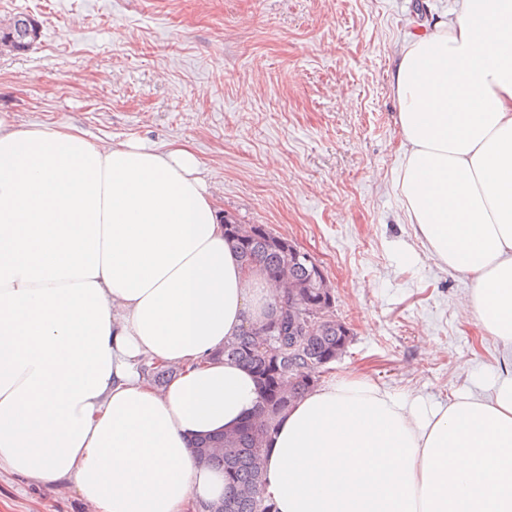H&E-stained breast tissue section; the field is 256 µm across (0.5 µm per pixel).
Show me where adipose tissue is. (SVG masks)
Returning <instances> with one entry per match:
<instances>
[{"label":"adipose tissue","mask_w":512,"mask_h":512,"mask_svg":"<svg viewBox=\"0 0 512 512\" xmlns=\"http://www.w3.org/2000/svg\"><path fill=\"white\" fill-rule=\"evenodd\" d=\"M415 237L470 277L502 366L490 392L429 403L365 377L276 420L277 512H512V0H457L391 73ZM275 293L227 242L185 148L99 144L0 115V471L74 490L93 512H195L224 474L193 439L260 403L221 354ZM178 376L158 390L143 373Z\"/></svg>","instance_id":"adipose-tissue-1"}]
</instances>
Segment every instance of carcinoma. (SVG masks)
I'll return each mask as SVG.
<instances>
[{"mask_svg":"<svg viewBox=\"0 0 512 512\" xmlns=\"http://www.w3.org/2000/svg\"><path fill=\"white\" fill-rule=\"evenodd\" d=\"M20 22L21 15L17 14L0 23V47L15 52L30 50L31 45L18 35ZM225 234L247 269L258 271L271 281L278 277L288 251V238L273 233L265 224H238ZM328 293L327 288H287L269 316L271 335L261 331L253 336L241 334L224 345L225 357L253 373L262 406L250 423L192 443L196 456L224 472V497L200 504V512H273V503L263 494L265 443L273 420L318 385L321 374L336 361L342 342L336 333L334 310L327 305ZM295 307L316 310L320 314L318 326L309 335L299 337L302 354L274 362L269 351L277 345L280 330L286 327L282 318ZM145 371L155 385L168 382L174 373L162 364H153Z\"/></svg>","mask_w":512,"mask_h":512,"instance_id":"cac0c4a2","label":"carcinoma"}]
</instances>
